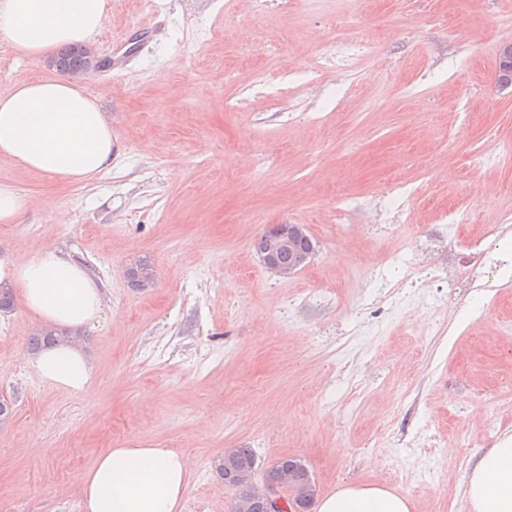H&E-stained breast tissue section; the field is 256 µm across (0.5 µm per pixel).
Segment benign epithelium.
Segmentation results:
<instances>
[{
  "instance_id": "obj_1",
  "label": "benign epithelium",
  "mask_w": 512,
  "mask_h": 512,
  "mask_svg": "<svg viewBox=\"0 0 512 512\" xmlns=\"http://www.w3.org/2000/svg\"><path fill=\"white\" fill-rule=\"evenodd\" d=\"M112 59L94 51L87 54L76 67L77 74L97 72L111 66ZM496 83L502 90L512 88V41L502 43L499 49ZM254 250L270 273L288 278L309 264L316 253V242L305 224H271L260 235ZM126 278L133 285L152 282L153 274L149 265L133 263L126 269ZM294 470L288 469L274 480L263 478V487L258 491L266 505V512H284L286 499L281 489L293 482Z\"/></svg>"
}]
</instances>
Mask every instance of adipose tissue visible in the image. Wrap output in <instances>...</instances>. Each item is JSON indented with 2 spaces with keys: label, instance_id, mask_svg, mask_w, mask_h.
Here are the masks:
<instances>
[{
  "label": "adipose tissue",
  "instance_id": "1",
  "mask_svg": "<svg viewBox=\"0 0 512 512\" xmlns=\"http://www.w3.org/2000/svg\"><path fill=\"white\" fill-rule=\"evenodd\" d=\"M106 0H0V37L39 59L69 42L90 43L106 19ZM117 141L95 97L60 75L20 81L0 93V158L56 180L80 184L112 166ZM0 287L14 288L36 323L92 328L104 307V284L86 265L47 244L27 258H0ZM47 384L70 391L96 374L90 350L59 345L29 355ZM185 457L139 437L103 449L81 480L85 512H180L188 486ZM472 512H512V435L467 471ZM407 496L374 482L342 485L321 497L316 512H412Z\"/></svg>",
  "mask_w": 512,
  "mask_h": 512
}]
</instances>
